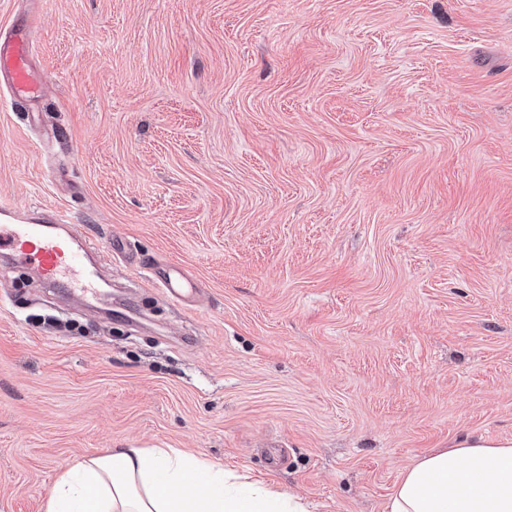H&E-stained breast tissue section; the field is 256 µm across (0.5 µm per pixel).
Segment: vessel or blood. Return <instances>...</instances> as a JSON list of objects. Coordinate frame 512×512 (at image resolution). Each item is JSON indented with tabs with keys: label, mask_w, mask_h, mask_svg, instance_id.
<instances>
[{
	"label": "vessel or blood",
	"mask_w": 512,
	"mask_h": 512,
	"mask_svg": "<svg viewBox=\"0 0 512 512\" xmlns=\"http://www.w3.org/2000/svg\"><path fill=\"white\" fill-rule=\"evenodd\" d=\"M38 24V17H30L12 36L0 41V73L8 76L13 93L33 89L28 56ZM104 249L132 268L146 270L147 283L165 289L171 299L181 302L187 298L189 283L178 266L139 257L118 237L111 238L105 248H97L62 212L34 216L0 204V253L25 260L45 286L64 289L74 301L89 308L101 298L100 276L92 261Z\"/></svg>",
	"instance_id": "b4317fda"
}]
</instances>
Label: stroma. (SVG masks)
Returning <instances> with one entry per match:
<instances>
[{"label":"stroma","instance_id":"35a3bbf8","mask_svg":"<svg viewBox=\"0 0 512 512\" xmlns=\"http://www.w3.org/2000/svg\"><path fill=\"white\" fill-rule=\"evenodd\" d=\"M0 200L179 264L115 312L0 259V512L66 462L178 448L385 512L401 472L512 437V0H0ZM39 18L31 16L27 23L3 42L0 40V73L8 76L11 90L16 95L32 92L33 80L28 68V56L32 34L36 31Z\"/></svg>","mask_w":512,"mask_h":512}]
</instances>
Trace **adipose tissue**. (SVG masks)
<instances>
[{"instance_id": "ef3b65f1", "label": "adipose tissue", "mask_w": 512, "mask_h": 512, "mask_svg": "<svg viewBox=\"0 0 512 512\" xmlns=\"http://www.w3.org/2000/svg\"><path fill=\"white\" fill-rule=\"evenodd\" d=\"M45 512H307L302 498L176 448H113L66 464ZM385 512H512V437H467L405 468Z\"/></svg>"}]
</instances>
